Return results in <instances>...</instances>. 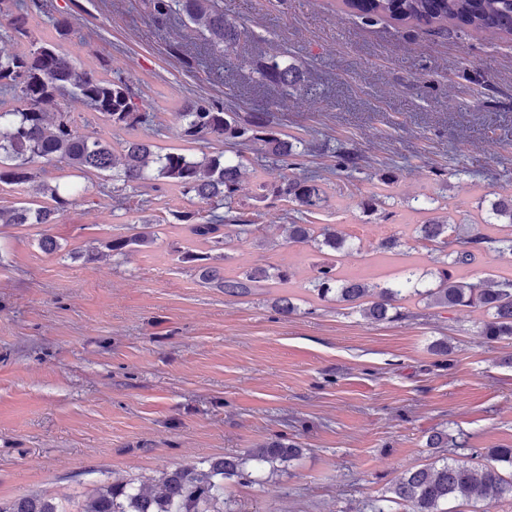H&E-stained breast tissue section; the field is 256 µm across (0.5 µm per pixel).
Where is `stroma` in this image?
<instances>
[{
	"instance_id": "1",
	"label": "stroma",
	"mask_w": 512,
	"mask_h": 512,
	"mask_svg": "<svg viewBox=\"0 0 512 512\" xmlns=\"http://www.w3.org/2000/svg\"><path fill=\"white\" fill-rule=\"evenodd\" d=\"M35 35L71 15L70 49H94L113 77L131 80L151 120L144 137L176 145L180 100H232L248 112L279 101L285 131L326 147L305 169L332 165L339 145L360 150L372 174L332 177L316 224H337L360 250L343 269L382 282L426 265L412 239L417 198L433 216L476 224L481 208L512 194V39L454 30L438 36L391 23L367 25L336 0H222L245 30L224 57L178 21L158 23L150 0H24ZM310 72L283 95L262 80L273 56ZM391 165L386 185L375 169ZM257 167L237 205L257 224L225 261L226 272L284 265L297 310L272 307L280 291L245 297L205 287L173 248L182 226L169 210L188 199L143 188L148 207L117 206L101 181L56 223L0 225V502L38 494L74 509L100 482L152 485L165 468L284 437L302 454L225 491L232 512H369L405 471L432 461L428 435L471 448L512 447V340L484 342L478 313L405 302V319L372 323L307 294L311 251L285 247L281 204L262 207ZM156 221L154 245L126 256L82 252ZM53 236L47 254L38 241ZM404 253H383L390 236ZM448 340L449 362L431 352Z\"/></svg>"
}]
</instances>
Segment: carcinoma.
I'll return each instance as SVG.
<instances>
[{"mask_svg":"<svg viewBox=\"0 0 512 512\" xmlns=\"http://www.w3.org/2000/svg\"><path fill=\"white\" fill-rule=\"evenodd\" d=\"M347 12L365 24L388 20L400 25L446 33L466 28L512 38V0H341ZM159 22L176 16L195 26L212 50L224 53L242 31L224 17L218 0H151ZM7 20L5 35L16 49L0 55V92L21 103L0 102V188L28 186L25 196L0 207V224H54L72 204L80 188L72 183L45 180L49 169L80 174L112 173V198L123 205L127 191L152 187L209 206L205 220L193 211L172 210L189 238L178 247V259L195 263L202 284L221 288L229 296H246L258 288H275L288 282V268L255 266L228 275L220 262L229 258L242 236L252 233L255 221L235 207L251 160L238 147L250 148L255 159L282 169L297 165L303 155L301 138L278 128L272 104L243 116L230 104L186 101L177 112L178 137L183 145L161 152L137 131L148 121L142 99L130 81L107 75L106 62L79 64L63 44L71 40L70 15L53 20V33L37 38L28 13L16 0H0V20ZM262 77L283 91L300 89L306 73L286 62L263 66ZM74 95L97 112L111 128L130 132V138L111 142L100 136L78 134L59 97ZM331 173L352 177L363 168L366 156L355 149L336 152ZM258 199L283 201L296 213L315 214L329 205L330 195L321 176L284 173L279 182L258 184ZM481 223L505 231L491 236L478 228L447 220L424 219L414 228V239L429 250L426 268L408 266L385 283L343 273L342 262L355 246L334 224H288L287 243L308 246L313 252L314 277L309 294L334 301L374 322H390L401 315L400 302L417 300L445 311L470 308L480 315L478 335L487 342L512 340V277L494 273L469 282L458 268L479 255L512 259V195L493 202ZM146 220L143 230L112 239V254L122 255L153 244L157 235ZM198 242L219 252L213 257L195 251ZM302 448L295 442L272 440L244 456L226 455L192 465L164 469L159 491L146 493L135 480L105 482L96 486L76 512H224V487L265 468L275 471L297 459ZM512 497V447L473 448L465 459L438 456L420 468L406 471L387 488V495L371 504V512H448V503L482 505L488 509ZM0 512H66L59 504L25 495Z\"/></svg>","mask_w":512,"mask_h":512,"instance_id":"obj_1","label":"carcinoma"}]
</instances>
